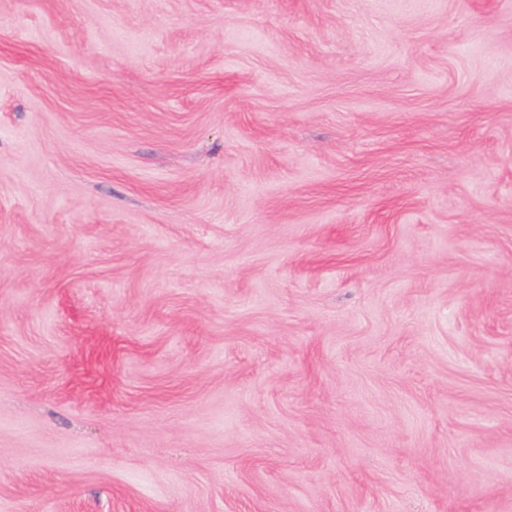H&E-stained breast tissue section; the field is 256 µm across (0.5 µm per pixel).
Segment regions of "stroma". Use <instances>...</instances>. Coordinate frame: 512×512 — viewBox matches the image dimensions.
<instances>
[{
	"label": "stroma",
	"instance_id": "stroma-1",
	"mask_svg": "<svg viewBox=\"0 0 512 512\" xmlns=\"http://www.w3.org/2000/svg\"><path fill=\"white\" fill-rule=\"evenodd\" d=\"M0 512H512V0H0Z\"/></svg>",
	"mask_w": 512,
	"mask_h": 512
}]
</instances>
